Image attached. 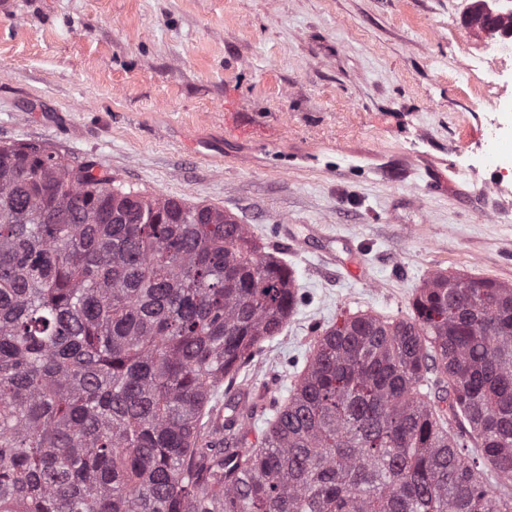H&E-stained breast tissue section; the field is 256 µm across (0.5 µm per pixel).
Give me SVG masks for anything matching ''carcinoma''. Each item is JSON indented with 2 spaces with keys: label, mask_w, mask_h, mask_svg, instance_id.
Here are the masks:
<instances>
[{
  "label": "carcinoma",
  "mask_w": 512,
  "mask_h": 512,
  "mask_svg": "<svg viewBox=\"0 0 512 512\" xmlns=\"http://www.w3.org/2000/svg\"><path fill=\"white\" fill-rule=\"evenodd\" d=\"M298 303L224 210L1 143L0 512H512V285L435 272L219 406Z\"/></svg>",
  "instance_id": "carcinoma-1"
}]
</instances>
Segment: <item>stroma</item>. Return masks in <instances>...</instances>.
<instances>
[{"mask_svg":"<svg viewBox=\"0 0 512 512\" xmlns=\"http://www.w3.org/2000/svg\"><path fill=\"white\" fill-rule=\"evenodd\" d=\"M470 2L18 0L0 142L223 208L278 253L300 305L236 385L282 400L341 315L408 317L440 270L512 284V137L487 146L492 92L457 79L487 39Z\"/></svg>","mask_w":512,"mask_h":512,"instance_id":"1","label":"stroma"}]
</instances>
